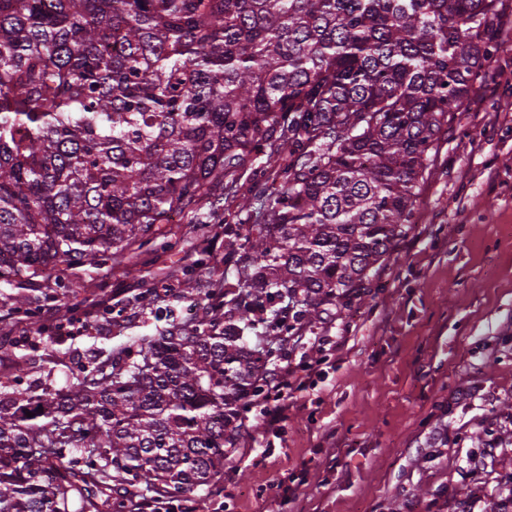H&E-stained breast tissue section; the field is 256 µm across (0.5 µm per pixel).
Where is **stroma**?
<instances>
[{
    "instance_id": "35a3bbf8",
    "label": "stroma",
    "mask_w": 512,
    "mask_h": 512,
    "mask_svg": "<svg viewBox=\"0 0 512 512\" xmlns=\"http://www.w3.org/2000/svg\"><path fill=\"white\" fill-rule=\"evenodd\" d=\"M487 78L448 131L437 168L365 294L345 314L306 327L284 350L304 387L287 395L279 436L258 411L251 446L224 466V488L198 512H492L512 507V53L492 57ZM238 186L206 214L200 238L187 218L162 225L165 251L142 273L60 265L30 281L0 280V336L24 330L26 380L54 392L80 365L163 326L194 317L211 280L224 276V227L263 223V202L240 210ZM208 256L212 275H180ZM37 297L34 315L15 300ZM89 315L74 336L66 310ZM321 348H311V340ZM323 355L321 374L307 366ZM294 499L282 486L296 478Z\"/></svg>"
}]
</instances>
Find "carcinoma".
I'll return each instance as SVG.
<instances>
[{
	"mask_svg": "<svg viewBox=\"0 0 512 512\" xmlns=\"http://www.w3.org/2000/svg\"><path fill=\"white\" fill-rule=\"evenodd\" d=\"M503 0H0V278L107 261L288 150L190 323L66 392L0 381V512H129L224 484L286 332L344 311L414 223ZM43 411H38V408ZM33 416L28 417L26 413Z\"/></svg>",
	"mask_w": 512,
	"mask_h": 512,
	"instance_id": "carcinoma-1",
	"label": "carcinoma"
}]
</instances>
